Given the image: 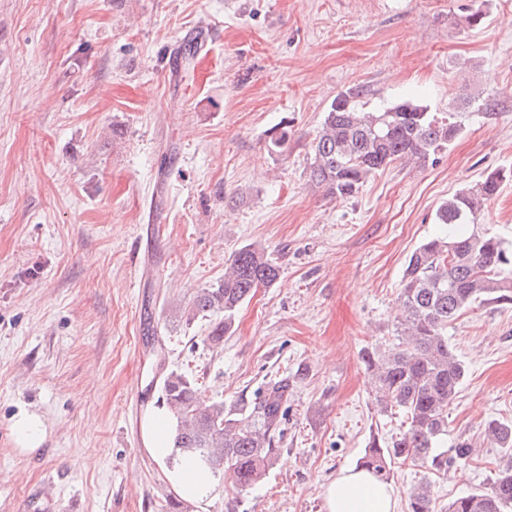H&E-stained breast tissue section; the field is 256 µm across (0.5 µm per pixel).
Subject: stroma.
I'll return each instance as SVG.
<instances>
[{"label":"stroma","instance_id":"obj_1","mask_svg":"<svg viewBox=\"0 0 512 512\" xmlns=\"http://www.w3.org/2000/svg\"><path fill=\"white\" fill-rule=\"evenodd\" d=\"M205 23L218 40L169 75L168 46ZM354 88L462 132L328 197L309 144ZM281 127L287 151L268 152ZM510 168L512 0H0V512H324L323 484L407 429L361 355L393 339L408 256L444 234L442 201ZM477 228L512 240V181ZM249 243L280 277L212 345L218 315L186 312ZM448 342L467 373L440 447L479 456L393 465L399 512L423 477L444 505L502 461L484 424L512 421V305L462 312ZM175 369L227 404L288 378L279 451L247 491L218 478L203 507L179 503L147 454L139 421ZM23 409L49 427L32 454L10 435Z\"/></svg>","mask_w":512,"mask_h":512}]
</instances>
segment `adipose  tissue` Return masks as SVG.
Wrapping results in <instances>:
<instances>
[{
  "instance_id": "adipose-tissue-1",
  "label": "adipose tissue",
  "mask_w": 512,
  "mask_h": 512,
  "mask_svg": "<svg viewBox=\"0 0 512 512\" xmlns=\"http://www.w3.org/2000/svg\"><path fill=\"white\" fill-rule=\"evenodd\" d=\"M172 419L165 409L151 410L141 420L145 450L155 461L165 463V478L184 502L202 503L212 489L209 472L192 461H171ZM48 424L36 411L17 413L11 421L15 448L29 454L41 448L46 440ZM326 512H397V496L392 486L379 481L364 469H344L322 489Z\"/></svg>"
}]
</instances>
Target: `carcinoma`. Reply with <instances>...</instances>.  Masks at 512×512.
<instances>
[{
    "label": "carcinoma",
    "instance_id": "carcinoma-1",
    "mask_svg": "<svg viewBox=\"0 0 512 512\" xmlns=\"http://www.w3.org/2000/svg\"><path fill=\"white\" fill-rule=\"evenodd\" d=\"M365 93L350 89L337 95L324 112L310 143L309 182L330 197L347 199L359 193L372 176L398 162L423 166L447 149L461 133L448 118H437L418 100H402L369 109ZM288 144V127L271 133L270 151ZM512 171H495L474 186L443 201L438 224L448 235L432 238L409 256L402 280V313L395 341L364 351L374 400L381 411L401 409L407 430L380 446L372 439L360 468L387 481L394 462L427 466L436 472L466 464L476 449L458 440L452 452L439 450L448 433V408L465 377V366L448 343V323L475 304H512V242L485 232L457 233L455 228L478 223L482 210L498 194ZM280 268L259 244L235 250L224 279L200 289L187 320L224 314L213 324L208 340L220 342L234 324L238 308L256 288L270 287ZM288 378L269 385L255 401L229 406L208 403L189 374L171 370L161 382L158 403L176 420L174 455L188 456L215 476H228L237 493L261 480L277 448L275 437L288 401ZM484 434L508 452L485 491L453 499L437 507L431 482L422 480L408 493L407 512H512V422L491 419Z\"/></svg>",
    "mask_w": 512,
    "mask_h": 512
}]
</instances>
